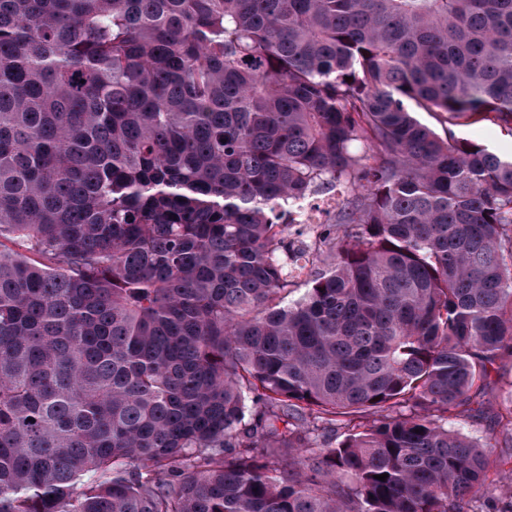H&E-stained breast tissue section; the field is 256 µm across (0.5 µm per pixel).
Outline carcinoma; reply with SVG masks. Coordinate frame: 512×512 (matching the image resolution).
<instances>
[{
	"mask_svg": "<svg viewBox=\"0 0 512 512\" xmlns=\"http://www.w3.org/2000/svg\"><path fill=\"white\" fill-rule=\"evenodd\" d=\"M472 120L512 135V0H0V512L511 487L448 428L498 423L512 350V157ZM459 136L475 140L501 155H512V138L501 133L500 128L478 123L457 128ZM334 205V199L330 196L324 198H313L309 200L303 207V219L302 224H312V226L304 227L295 225L290 227L288 233L291 238L300 237L306 239L308 243L314 245L318 241V234L321 231V227L316 224H322L324 222L326 211ZM298 233H301L298 236Z\"/></svg>",
	"mask_w": 512,
	"mask_h": 512,
	"instance_id": "carcinoma-1",
	"label": "carcinoma"
}]
</instances>
